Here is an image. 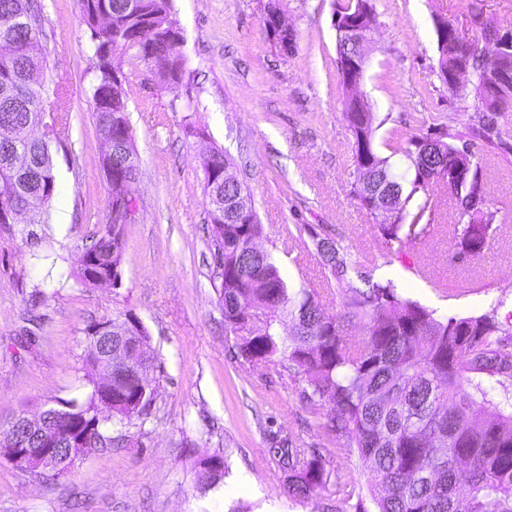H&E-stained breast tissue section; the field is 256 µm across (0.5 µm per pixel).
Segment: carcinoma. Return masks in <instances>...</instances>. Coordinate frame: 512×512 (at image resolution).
<instances>
[{
    "instance_id": "1",
    "label": "carcinoma",
    "mask_w": 512,
    "mask_h": 512,
    "mask_svg": "<svg viewBox=\"0 0 512 512\" xmlns=\"http://www.w3.org/2000/svg\"><path fill=\"white\" fill-rule=\"evenodd\" d=\"M364 10L377 22L371 0H337L336 16L346 20ZM481 36L468 44L447 39L437 43L439 77L465 67L470 83L448 87L460 101L474 98L481 113L465 132L443 126L434 133L402 140L392 133L391 154L410 161V179L392 170L390 157L381 156L375 144L373 113L365 100L346 97L344 117L354 143L353 194L373 217L385 242L401 237L420 239L426 212L448 197L455 203L458 221L454 238L470 257L483 252L497 221L498 211L487 203L485 173L487 153L509 149L493 138L494 115L512 104V91L497 97L490 75L497 61L485 55L482 43L496 30L482 25L471 11ZM84 19L94 43L95 123L102 140L124 136L122 150L105 158L116 180L139 175L129 170L124 155L136 154L127 115L128 91L112 74L114 57L136 50L156 66L157 82L175 87L185 75L187 59L168 50L176 24L172 0H84ZM43 28L40 9L33 0H0V42L14 44L12 59L0 62V132L15 133L10 142L0 140V169L18 152L24 167L16 179L0 175V207L30 208L28 223H41L55 190L50 146L67 134V118L59 114L48 136L28 141L25 135L43 119L45 95L59 94L40 81H27L33 69L43 70L47 59L35 35ZM206 202L221 196L229 203L242 191V182L210 178L229 163L224 151L204 143L201 149ZM210 251L215 264L216 290L224 311V325L235 336L237 357L254 369L279 358L281 366L304 377L302 391L308 412L332 438L347 442L370 464L376 482L370 490L378 512H512V328L490 313L446 317L417 301L398 296L395 282L364 275L358 286L353 274L365 263L354 260L338 243L318 234L312 244L327 279L334 282L344 312L333 314L322 304L321 290L293 286L285 279L275 256L258 247L262 225L256 212L232 209L208 211ZM125 225L114 212L84 255L92 258V274L107 279L121 277ZM271 313L253 326L252 316ZM291 332L281 330L283 321ZM365 320L366 335L349 337L348 328ZM92 325L85 329V365L96 369V338ZM91 393L84 401H59L47 407L53 415L49 433L63 439L70 421L84 423L83 432L95 446L110 440L109 427L143 414L134 399L150 404L154 388L139 383L129 370L113 386L120 393L112 407L97 404L98 380L88 376ZM290 472L288 494L310 498L324 485L325 463L316 450L277 449ZM207 485L224 478V459L204 460ZM494 503V509L487 505Z\"/></svg>"
}]
</instances>
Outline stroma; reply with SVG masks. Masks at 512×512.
<instances>
[{
	"instance_id": "1",
	"label": "stroma",
	"mask_w": 512,
	"mask_h": 512,
	"mask_svg": "<svg viewBox=\"0 0 512 512\" xmlns=\"http://www.w3.org/2000/svg\"><path fill=\"white\" fill-rule=\"evenodd\" d=\"M43 17L47 67L40 79L61 88L69 134L54 145L56 190L46 221L0 228V440L6 420L60 400H84L87 324L130 313L150 334L154 400L144 415L112 426V447L79 460L51 481L0 459V512H336L354 492L374 504L373 472L356 449L328 437L301 399L305 382L280 364L254 371L230 351L233 334L213 285L204 173L197 131L221 148L251 194L261 245L292 284L327 282L314 251L292 238L310 224L354 257L370 256L402 298L438 315L512 317V149L488 158L486 193L498 209L494 232L475 259L452 239L454 206H437L426 237L388 253L373 219L352 193L353 136L343 116L336 60L335 0H279L295 50L281 55L262 19L270 0H173L188 68L162 88L153 63L127 52L128 117L140 172L137 219L127 225L120 285L73 280L85 247L108 218L104 145L93 113V50L83 0H34ZM378 24L366 44L360 87L376 142L390 155L392 133L423 123L465 130L472 102L451 101L438 75L435 16L471 41L468 0H374ZM397 174L403 155H390ZM38 241H30L29 232ZM318 448L327 482L311 499L288 497L278 447ZM223 456L220 486L206 488L200 459Z\"/></svg>"
}]
</instances>
